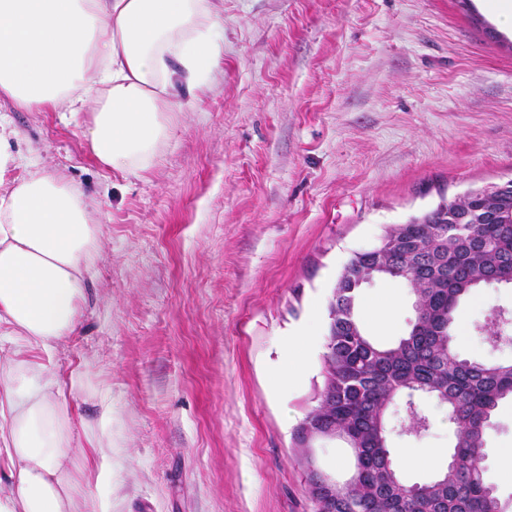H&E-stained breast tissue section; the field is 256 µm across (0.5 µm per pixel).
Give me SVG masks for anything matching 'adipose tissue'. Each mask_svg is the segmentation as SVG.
Listing matches in <instances>:
<instances>
[{
  "label": "adipose tissue",
  "instance_id": "1",
  "mask_svg": "<svg viewBox=\"0 0 512 512\" xmlns=\"http://www.w3.org/2000/svg\"><path fill=\"white\" fill-rule=\"evenodd\" d=\"M222 22L212 0H0V95L31 112L89 111L90 154L138 174L170 138L172 113L191 108L177 86L199 87ZM16 140L0 120V325L49 354L77 326L101 227L78 186L23 171ZM70 405L47 365L0 366V452L13 484L0 512H86L83 466L111 486V456L72 457Z\"/></svg>",
  "mask_w": 512,
  "mask_h": 512
}]
</instances>
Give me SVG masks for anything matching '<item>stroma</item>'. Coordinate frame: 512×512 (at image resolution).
I'll return each instance as SVG.
<instances>
[{
    "label": "stroma",
    "mask_w": 512,
    "mask_h": 512,
    "mask_svg": "<svg viewBox=\"0 0 512 512\" xmlns=\"http://www.w3.org/2000/svg\"><path fill=\"white\" fill-rule=\"evenodd\" d=\"M219 66L193 107L172 115L156 164L103 168L86 148L87 113L0 117L38 168L80 186L101 224L76 330L52 355L0 338V360L46 363L83 392L71 453L112 451V512H312L294 432L315 404L328 305L356 251L469 189L512 179V34L484 0H219ZM512 312V288L487 285L457 314L455 346L512 361L483 327ZM313 347L300 383L271 379L298 328ZM112 433L92 437L97 393ZM392 452L451 448L446 407ZM512 401L488 438L486 481L503 503L512 479Z\"/></svg>",
    "instance_id": "obj_1"
}]
</instances>
